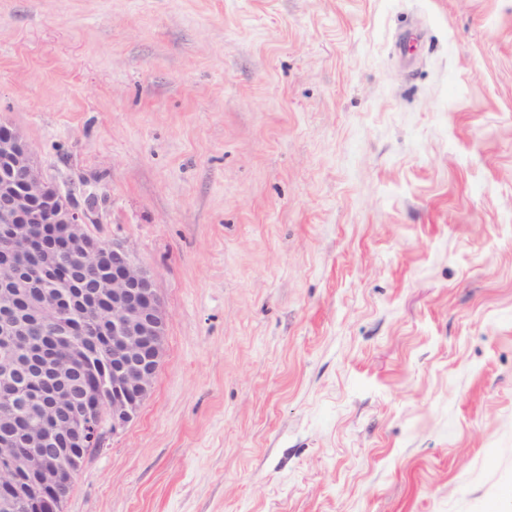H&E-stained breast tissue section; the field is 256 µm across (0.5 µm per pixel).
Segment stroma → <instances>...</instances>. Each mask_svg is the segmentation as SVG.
I'll use <instances>...</instances> for the list:
<instances>
[{
	"label": "stroma",
	"mask_w": 512,
	"mask_h": 512,
	"mask_svg": "<svg viewBox=\"0 0 512 512\" xmlns=\"http://www.w3.org/2000/svg\"><path fill=\"white\" fill-rule=\"evenodd\" d=\"M1 121L169 312L65 512H512V0H0Z\"/></svg>",
	"instance_id": "1"
}]
</instances>
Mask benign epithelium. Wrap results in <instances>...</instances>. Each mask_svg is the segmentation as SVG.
<instances>
[{
	"label": "benign epithelium",
	"mask_w": 512,
	"mask_h": 512,
	"mask_svg": "<svg viewBox=\"0 0 512 512\" xmlns=\"http://www.w3.org/2000/svg\"><path fill=\"white\" fill-rule=\"evenodd\" d=\"M99 210L96 193L62 190L24 136L0 123V299L25 298L19 261L32 247L30 225L43 224L35 275L58 287L28 311L63 326L54 354L35 347L27 317L0 325V512H60L76 454L99 443L106 421L123 429L154 389L168 311L154 271L125 244L90 231ZM68 260L99 265L75 312L65 298L75 286Z\"/></svg>",
	"instance_id": "1"
}]
</instances>
